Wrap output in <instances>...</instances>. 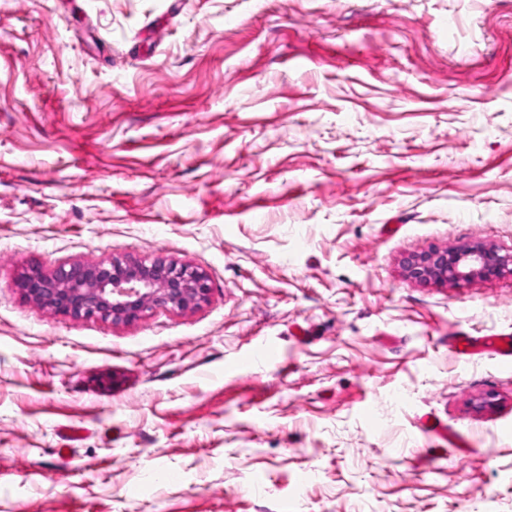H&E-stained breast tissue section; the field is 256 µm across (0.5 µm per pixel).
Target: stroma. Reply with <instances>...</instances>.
<instances>
[{"instance_id": "35a3bbf8", "label": "stroma", "mask_w": 512, "mask_h": 512, "mask_svg": "<svg viewBox=\"0 0 512 512\" xmlns=\"http://www.w3.org/2000/svg\"><path fill=\"white\" fill-rule=\"evenodd\" d=\"M472 242L512 250V0H0V512H512V369L448 349L512 276L403 275ZM117 255L208 298L14 288ZM14 287L21 298L52 314L112 323L138 321L155 309L182 312L204 302L210 291L202 269L163 256L71 262L52 272L32 266Z\"/></svg>"}]
</instances>
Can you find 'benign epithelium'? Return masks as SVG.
Masks as SVG:
<instances>
[{
  "instance_id": "obj_1",
  "label": "benign epithelium",
  "mask_w": 512,
  "mask_h": 512,
  "mask_svg": "<svg viewBox=\"0 0 512 512\" xmlns=\"http://www.w3.org/2000/svg\"><path fill=\"white\" fill-rule=\"evenodd\" d=\"M407 279L453 283L512 274V251L482 242L430 248L403 262ZM17 293L52 314L114 323L143 319L155 309L182 312L205 301L209 277L200 268L163 256L71 262L51 272L32 266L15 281Z\"/></svg>"
}]
</instances>
